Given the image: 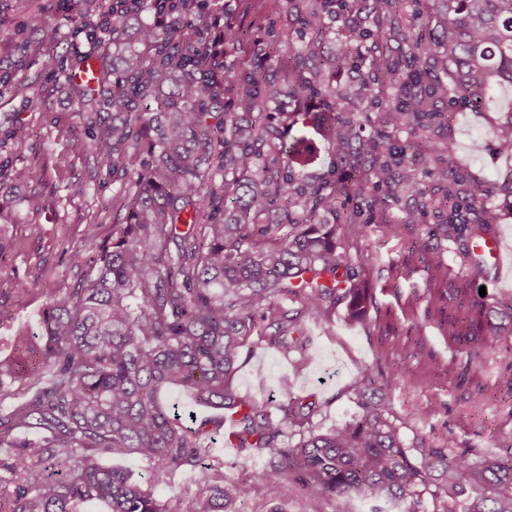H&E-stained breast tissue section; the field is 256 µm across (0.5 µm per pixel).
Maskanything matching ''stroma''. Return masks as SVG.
<instances>
[{
  "label": "stroma",
  "instance_id": "stroma-1",
  "mask_svg": "<svg viewBox=\"0 0 512 512\" xmlns=\"http://www.w3.org/2000/svg\"><path fill=\"white\" fill-rule=\"evenodd\" d=\"M41 12L47 25L34 34L40 52L20 59L22 75L31 93L44 97L42 110L29 111L19 96H0V126L23 125L29 134L24 156L11 155L0 147V158L13 167L29 165L35 155L53 152L68 155L70 168L53 177L51 188L39 189L34 181L0 185V311L10 319L0 327L1 336H32L39 331L42 305L47 295L77 287L83 277L80 267L70 264L72 253L93 255L108 245L115 231L112 198L121 183L102 171L89 177L93 160L89 152L74 148L60 132L78 128L79 116L73 105V90L65 75L47 68L43 48L49 47L67 59L88 53L84 44L68 43L69 32L81 25L78 10L63 7L61 0H0V66H13L16 59L13 35L29 12ZM451 118L447 125L430 133L397 143H409L410 160L417 178L416 192L393 195L382 190L364 199H343L341 212L365 230L362 242H354L347 225L336 227V242L345 250L358 251L366 262L364 287L376 299L367 307L361 322L349 318L347 303H340L328 320L307 322L308 361L298 353L282 354L265 343L250 341L240 353L235 375L237 391L261 401L276 393L281 377H289L298 395H314L322 404L313 419L315 427L327 430L342 423L356 411L352 385L360 369L369 368L378 379L380 393L389 402L401 426L406 445L414 446L429 433H452L460 446L486 451L512 445V370L504 369L501 354L512 352V321L503 316L512 307V278L498 277L491 264L475 262L467 235L446 239L438 227L448 221V208L442 195L448 183L458 188L457 219L475 223L484 207L495 208L499 219L488 228L489 236H501L512 247V208L495 193L492 183L512 169V156L498 154L495 139L512 129V85L499 86L484 110L443 98L438 102ZM314 146L313 159L303 166L289 168L294 183L302 184L333 176L349 180L353 168L340 160L331 136L323 130H308ZM443 149L435 166L424 165L430 147ZM99 221L95 242H88L85 225L89 215ZM437 249L443 256L441 269L446 279L471 288H485L480 303L486 314L485 330L497 332L499 350L493 354L469 356L467 347L449 341L442 313L464 311L469 298L445 301L444 311L429 308L432 271L421 259L422 248ZM27 281L30 292L23 303H16L12 289L16 279ZM434 359L443 371L440 377L424 381L420 367ZM467 371L470 385L457 383V374ZM485 387L487 398L475 401L477 387ZM430 416H422V409ZM284 512H368V502L347 497L327 498L312 489L284 479L276 495L254 482L249 498L237 505L236 512H270L272 506Z\"/></svg>",
  "mask_w": 512,
  "mask_h": 512
}]
</instances>
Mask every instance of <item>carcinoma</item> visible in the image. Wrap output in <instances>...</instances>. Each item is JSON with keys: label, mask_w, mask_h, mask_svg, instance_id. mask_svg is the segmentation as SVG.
<instances>
[{"label": "carcinoma", "mask_w": 512, "mask_h": 512, "mask_svg": "<svg viewBox=\"0 0 512 512\" xmlns=\"http://www.w3.org/2000/svg\"><path fill=\"white\" fill-rule=\"evenodd\" d=\"M301 2L286 85L316 103L305 116L331 133L336 154L355 159L349 184L288 180V162L313 155L303 134L275 123L280 91L268 73L291 45L288 27L256 38L217 0L82 4L88 22L69 39L93 44L112 31V65L97 55V83L112 92L93 98L74 87L83 134L68 135L123 181L112 200L117 232L97 259L70 256L85 267L80 285L47 296L40 334L13 337L16 355L0 359V512H83L94 500L108 512H169L150 488L101 464L102 453L152 463L157 484L190 466L196 492L183 512H234L252 486L207 464L223 427L235 448L270 456L256 478L272 493L290 476L326 497L370 499L373 512H512V448L487 455L449 433L407 447L367 368L354 387L358 414L325 432L313 426L321 405L291 396L288 377L276 403L232 385L251 337L286 353L305 322L343 301L358 319L372 303L359 256L336 249L325 217L352 223L336 212L342 196L414 190L410 157L392 136L447 123L441 97L481 109L512 83V0H438L418 22L406 0H372V29L348 41L373 44L377 78L361 94L384 105L385 131L361 138L359 113L341 111L327 81L352 63L323 53L331 0ZM45 24L34 12L15 38L25 45ZM242 47L249 65L237 59ZM66 166L63 154L24 170L0 163V181L42 182ZM482 328L479 309L454 318L448 336L491 349ZM175 388L224 414L186 425L163 398ZM290 427L300 429L294 445Z\"/></svg>", "instance_id": "1"}]
</instances>
